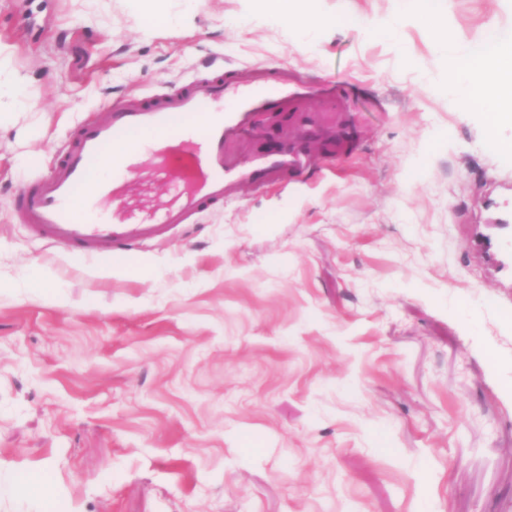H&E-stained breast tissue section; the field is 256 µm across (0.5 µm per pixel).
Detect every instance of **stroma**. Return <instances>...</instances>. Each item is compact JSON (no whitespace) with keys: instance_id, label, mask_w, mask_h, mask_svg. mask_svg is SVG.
<instances>
[{"instance_id":"1","label":"stroma","mask_w":512,"mask_h":512,"mask_svg":"<svg viewBox=\"0 0 512 512\" xmlns=\"http://www.w3.org/2000/svg\"><path fill=\"white\" fill-rule=\"evenodd\" d=\"M315 37L253 0H0V512H512V126L443 90L397 0ZM456 46L512 0H434ZM336 86L351 147L123 259L39 238L13 198L113 103L213 57ZM140 11L135 19L138 26L145 30H151L169 25L173 21L168 6L169 0H143Z\"/></svg>"}]
</instances>
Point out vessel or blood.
I'll use <instances>...</instances> for the list:
<instances>
[{
  "instance_id": "vessel-or-blood-1",
  "label": "vessel or blood",
  "mask_w": 512,
  "mask_h": 512,
  "mask_svg": "<svg viewBox=\"0 0 512 512\" xmlns=\"http://www.w3.org/2000/svg\"><path fill=\"white\" fill-rule=\"evenodd\" d=\"M294 85L284 66L230 72L209 66L166 92L113 104L108 121H88L75 130L48 177L19 190L16 208L39 237L78 255L129 253L237 200L243 189H266L302 175L335 152V129L315 122L309 97ZM229 97L235 110L223 107ZM255 112L284 123L274 141L244 155L231 141L247 132ZM148 152L157 182L172 191L171 201L105 208V201L140 177ZM103 167L111 178L94 179Z\"/></svg>"
}]
</instances>
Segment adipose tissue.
<instances>
[{"label":"adipose tissue","mask_w":512,"mask_h":512,"mask_svg":"<svg viewBox=\"0 0 512 512\" xmlns=\"http://www.w3.org/2000/svg\"><path fill=\"white\" fill-rule=\"evenodd\" d=\"M267 16L307 34L327 25H338L339 17L321 10L304 12L298 0H256ZM445 88L449 96L477 112L492 113L495 123L512 125V37H503L490 50H468L453 54Z\"/></svg>","instance_id":"ef3b65f1"}]
</instances>
